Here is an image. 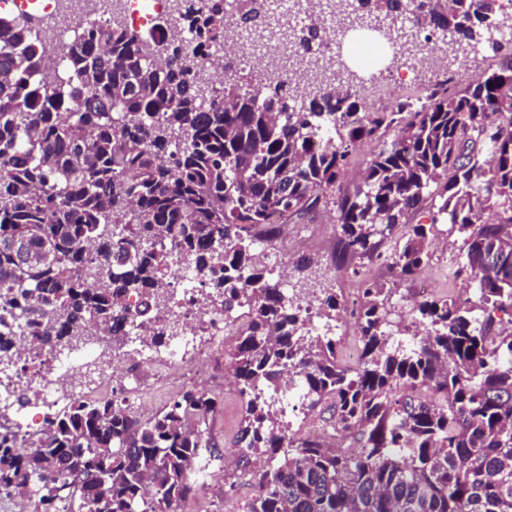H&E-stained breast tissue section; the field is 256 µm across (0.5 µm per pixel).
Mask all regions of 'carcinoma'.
I'll list each match as a JSON object with an SVG mask.
<instances>
[{"instance_id": "carcinoma-1", "label": "carcinoma", "mask_w": 512, "mask_h": 512, "mask_svg": "<svg viewBox=\"0 0 512 512\" xmlns=\"http://www.w3.org/2000/svg\"><path fill=\"white\" fill-rule=\"evenodd\" d=\"M351 19L400 24L406 52L440 42L465 57L498 26L501 0H341ZM188 40L158 42L121 23L89 26L63 75L43 67L40 20L0 18V356L27 339L54 348L93 327L113 348L138 296L169 295L168 269L191 264L224 315L243 312L224 353L246 407L233 443L254 494L246 512H512V60L456 89L453 78L388 109L352 72L298 92L224 69L203 76L226 32L266 28L269 0H179ZM321 32L293 31L316 58ZM376 147L360 181L351 151ZM332 208L337 271L378 260L391 285L362 278L358 361L334 336H303L300 307L268 269L282 226ZM427 215L426 224L411 218ZM462 236L448 280L470 305L414 303L392 320L388 293L432 260L437 225ZM420 337L412 347L394 333ZM300 375L302 408L336 426L342 448L290 430L272 399ZM217 406L180 391L144 418L123 399L78 401L45 435L0 422V493L41 512H169L217 443L201 429Z\"/></svg>"}]
</instances>
